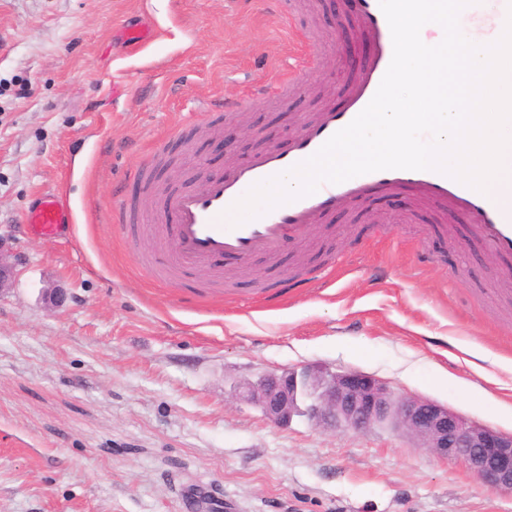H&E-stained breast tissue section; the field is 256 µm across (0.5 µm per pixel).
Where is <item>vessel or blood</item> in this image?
<instances>
[{
    "instance_id": "1",
    "label": "vessel or blood",
    "mask_w": 512,
    "mask_h": 512,
    "mask_svg": "<svg viewBox=\"0 0 512 512\" xmlns=\"http://www.w3.org/2000/svg\"><path fill=\"white\" fill-rule=\"evenodd\" d=\"M356 16L372 52L358 70L341 106L328 105L304 123L287 148L271 147L235 164L223 177L205 179L200 186L165 193L156 217L162 237L176 247L142 262L153 274L181 277L199 267L212 272L214 287L224 284V259L247 263L255 257L278 258L288 244L297 243L316 219L328 217L337 207L364 200L376 190L411 191L419 201L447 210L468 224L489 249L512 258V176L481 193L433 170H380L341 183L321 184L312 195L279 205L243 224L230 225L227 209L251 186L283 173L315 154L327 140L347 126L371 101L393 56L392 36L379 0H355ZM34 232L55 238L74 222L71 209L54 193H42L27 216Z\"/></svg>"
}]
</instances>
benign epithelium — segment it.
Returning <instances> with one entry per match:
<instances>
[{"label":"benign epithelium","instance_id":"benign-epithelium-1","mask_svg":"<svg viewBox=\"0 0 512 512\" xmlns=\"http://www.w3.org/2000/svg\"><path fill=\"white\" fill-rule=\"evenodd\" d=\"M17 266L0 234V293L17 276ZM242 396L276 424L304 417L331 430L391 428L417 447L460 463L481 485L512 492V434L479 426L431 399L400 397L368 373L303 365L242 384Z\"/></svg>","mask_w":512,"mask_h":512}]
</instances>
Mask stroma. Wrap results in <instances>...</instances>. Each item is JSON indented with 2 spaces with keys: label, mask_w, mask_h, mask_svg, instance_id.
I'll list each match as a JSON object with an SVG mask.
<instances>
[{
  "label": "stroma",
  "mask_w": 512,
  "mask_h": 512,
  "mask_svg": "<svg viewBox=\"0 0 512 512\" xmlns=\"http://www.w3.org/2000/svg\"><path fill=\"white\" fill-rule=\"evenodd\" d=\"M141 21L157 39L118 47ZM335 27L336 0H0V231L19 259L0 294V512H190L210 487L228 512H512L400 433L278 426L239 395L315 363L512 433V273L468 224L405 191L348 203L278 259L225 263L221 295L199 271L150 276L137 257L162 246L115 228L119 205L150 208L144 163L193 187L339 101L370 46ZM242 112L224 153L184 149ZM42 192L75 214L52 241L25 222Z\"/></svg>",
  "instance_id": "obj_1"
}]
</instances>
